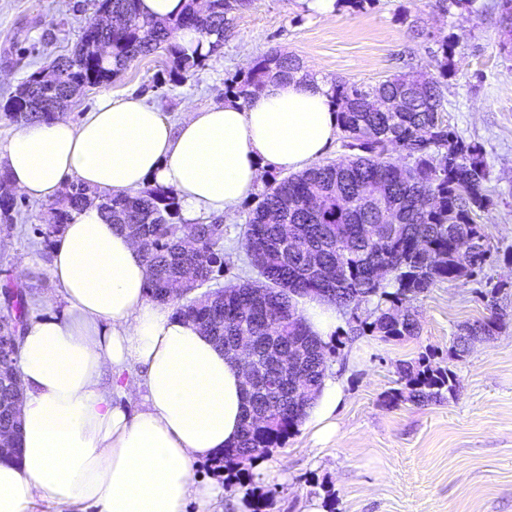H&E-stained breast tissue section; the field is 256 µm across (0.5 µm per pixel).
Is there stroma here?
<instances>
[{
  "label": "stroma",
  "mask_w": 512,
  "mask_h": 512,
  "mask_svg": "<svg viewBox=\"0 0 512 512\" xmlns=\"http://www.w3.org/2000/svg\"><path fill=\"white\" fill-rule=\"evenodd\" d=\"M498 0H476L477 12L440 0H340L330 16L306 0H249L237 12L221 57L180 84L168 82L165 52L138 59L112 83L87 88L68 109L79 120L103 93L134 89L169 119L187 107L224 99L232 79L265 54L298 57L324 82L363 86L401 72L442 78L445 117L462 138L480 145L490 171L488 210L478 213L491 247L488 282L439 281L411 305L419 333L400 339L342 330L328 372L347 374V397L334 439L312 448L296 430L267 456V471L228 481L214 512H512V295L502 305L506 325L456 354L459 325L486 315L489 282H512V55L501 48ZM95 0H0V101L30 73L71 52ZM448 50H441V43ZM253 194L224 222V266L213 286L256 280L241 247L240 226L260 201ZM18 221L0 232V283L54 293L46 258L51 241L35 234L48 204L18 196ZM427 359L449 367L455 396L425 404L387 405L400 387L398 368Z\"/></svg>",
  "instance_id": "1"
}]
</instances>
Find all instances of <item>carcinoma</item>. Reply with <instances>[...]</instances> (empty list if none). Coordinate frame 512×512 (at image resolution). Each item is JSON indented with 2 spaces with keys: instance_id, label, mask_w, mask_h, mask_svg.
Listing matches in <instances>:
<instances>
[{
  "instance_id": "cac0c4a2",
  "label": "carcinoma",
  "mask_w": 512,
  "mask_h": 512,
  "mask_svg": "<svg viewBox=\"0 0 512 512\" xmlns=\"http://www.w3.org/2000/svg\"><path fill=\"white\" fill-rule=\"evenodd\" d=\"M244 2L206 0L202 10L198 0H190L178 19L167 21L143 18L138 0H96V14L115 16L119 23L100 27L93 20L88 22L73 51L56 58L49 70L29 74L0 111L18 126L53 120L86 88L112 81L132 61L159 50L169 56V80L180 83L223 53L235 13ZM498 9L501 31L512 46V0H499ZM181 28L197 31L208 43L207 52L190 56L181 50L175 42V32ZM296 74L311 78L297 58L270 53L246 75L231 81L227 93L247 99L266 82ZM330 94L347 139L345 147L356 154L267 183L243 228L247 248L268 246L249 258V265L263 279L260 285L247 281L228 292L215 289L196 298L169 292L187 274L201 288L224 265V225L216 221L191 225L196 246L186 247L179 204L171 188L148 185L112 196L71 183L61 199L50 205L45 227L34 232L47 239L57 236L72 212L97 205L112 224L138 242L150 269L151 300L174 306L176 315L197 324L227 354L232 337L240 333L261 337L263 351L296 337L309 352L305 386L314 397L330 349L309 331L298 312V298L333 293L336 306L350 314L354 335L415 336L419 322L410 302L437 281L478 276L491 257L484 230L475 221L490 205L485 189L489 170L481 147L458 136L445 121L442 82L407 72L368 88L337 80ZM379 97L403 98L404 111H370ZM396 151L403 154L401 164L391 161ZM373 184L401 200L402 206L393 212L401 234L362 235L364 225L377 223L376 213L361 199L362 189ZM15 209V196L0 191V223L7 231L13 226ZM282 223L297 230L295 245L280 246ZM510 288L512 283L494 285L490 316L458 326L456 351L463 353L473 338L491 337L502 329L504 314L495 297ZM0 293L9 307L0 317L7 326L0 330V432L6 433L18 431L20 394L4 379L16 372L29 291L6 283ZM372 301L373 320L360 319L357 311ZM399 374L404 388L389 392L392 403L404 399L424 404L456 393V374L447 367L422 360L402 366ZM282 399V416L242 430L237 444L224 451L219 467L231 474L241 462L262 459L284 444L309 404L291 402L286 391Z\"/></svg>"
}]
</instances>
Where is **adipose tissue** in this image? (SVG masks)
Masks as SVG:
<instances>
[{
	"label": "adipose tissue",
	"instance_id": "ef3b65f1",
	"mask_svg": "<svg viewBox=\"0 0 512 512\" xmlns=\"http://www.w3.org/2000/svg\"><path fill=\"white\" fill-rule=\"evenodd\" d=\"M339 130L327 85L298 77L175 122L135 92L109 93L79 122H35L0 141V177L42 201L72 181L112 195L157 183L190 223L235 216L267 170L305 169ZM48 271L56 292L33 301L19 349L21 453L0 460V512H211L224 489L197 466L239 439L241 363L149 299L137 243L97 206L73 212ZM301 314L325 342L343 325L318 296ZM346 388L324 377L303 418L314 440L335 435Z\"/></svg>",
	"mask_w": 512,
	"mask_h": 512
}]
</instances>
